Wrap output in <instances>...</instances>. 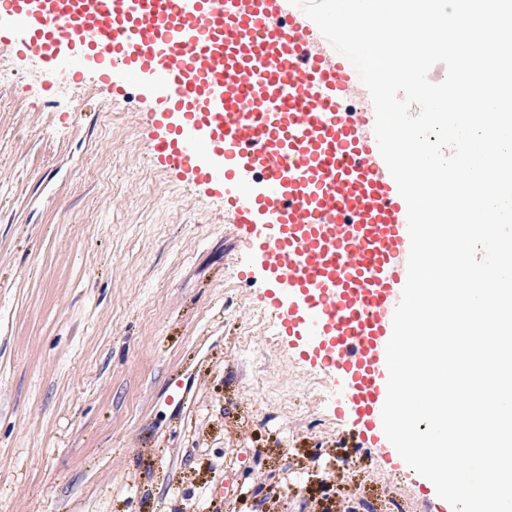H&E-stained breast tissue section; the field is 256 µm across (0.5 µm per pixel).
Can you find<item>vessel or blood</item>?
<instances>
[{
  "label": "vessel or blood",
  "instance_id": "vessel-or-blood-1",
  "mask_svg": "<svg viewBox=\"0 0 512 512\" xmlns=\"http://www.w3.org/2000/svg\"><path fill=\"white\" fill-rule=\"evenodd\" d=\"M15 43L52 78L94 60L112 94L158 78L152 151L186 168L252 228L267 257L269 311L288 337L313 336L303 359L345 382L340 411L364 432L381 422L395 290L407 281V205L347 101L360 82L288 0H0Z\"/></svg>",
  "mask_w": 512,
  "mask_h": 512
}]
</instances>
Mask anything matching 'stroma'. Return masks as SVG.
Returning <instances> with one entry per match:
<instances>
[{
  "label": "stroma",
  "mask_w": 512,
  "mask_h": 512,
  "mask_svg": "<svg viewBox=\"0 0 512 512\" xmlns=\"http://www.w3.org/2000/svg\"><path fill=\"white\" fill-rule=\"evenodd\" d=\"M0 74V512H444L296 358L150 86Z\"/></svg>",
  "instance_id": "35a3bbf8"
}]
</instances>
